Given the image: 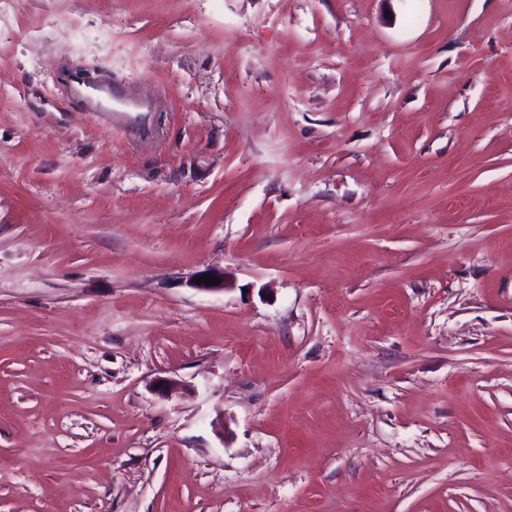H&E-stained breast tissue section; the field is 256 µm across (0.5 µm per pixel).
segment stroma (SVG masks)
<instances>
[{"instance_id": "obj_1", "label": "stroma", "mask_w": 512, "mask_h": 512, "mask_svg": "<svg viewBox=\"0 0 512 512\" xmlns=\"http://www.w3.org/2000/svg\"><path fill=\"white\" fill-rule=\"evenodd\" d=\"M0 96V512H512V0H17Z\"/></svg>"}]
</instances>
